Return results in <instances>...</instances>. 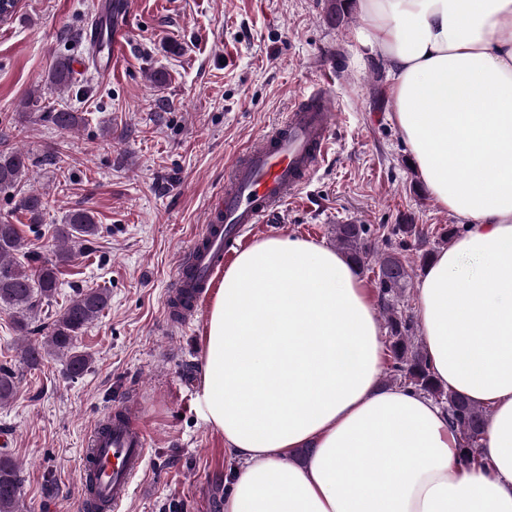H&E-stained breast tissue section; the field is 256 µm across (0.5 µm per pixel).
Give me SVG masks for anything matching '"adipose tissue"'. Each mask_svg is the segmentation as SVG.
Instances as JSON below:
<instances>
[{
    "instance_id": "obj_1",
    "label": "adipose tissue",
    "mask_w": 512,
    "mask_h": 512,
    "mask_svg": "<svg viewBox=\"0 0 512 512\" xmlns=\"http://www.w3.org/2000/svg\"><path fill=\"white\" fill-rule=\"evenodd\" d=\"M357 3L413 163L466 226L417 286L430 369L491 416L461 463L441 405L381 385L357 268L264 239L225 269L203 337L201 416L237 461L224 512H512V0Z\"/></svg>"
}]
</instances>
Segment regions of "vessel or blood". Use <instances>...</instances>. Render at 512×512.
Here are the masks:
<instances>
[{
	"label": "vessel or blood",
	"instance_id": "obj_1",
	"mask_svg": "<svg viewBox=\"0 0 512 512\" xmlns=\"http://www.w3.org/2000/svg\"><path fill=\"white\" fill-rule=\"evenodd\" d=\"M336 102L324 86L293 99L284 118L234 159L219 205L182 252L166 299V325L185 326L213 286L212 278L255 225L273 224L298 201L332 142ZM149 435L132 399L113 405L87 434L77 477L80 512L93 505L122 512L146 467Z\"/></svg>",
	"mask_w": 512,
	"mask_h": 512
}]
</instances>
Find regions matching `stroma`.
Listing matches in <instances>:
<instances>
[{"label": "stroma", "instance_id": "1", "mask_svg": "<svg viewBox=\"0 0 512 512\" xmlns=\"http://www.w3.org/2000/svg\"><path fill=\"white\" fill-rule=\"evenodd\" d=\"M130 2L124 53L112 69L91 59L102 0H19L0 24V138L28 153L26 186L49 196L37 231L3 193L0 220L45 254L70 210H91L99 226L88 249L60 265L57 292L31 325L53 321L76 291L106 288L111 296L77 338L91 357L77 379L54 356L35 369L23 364L24 341L0 310V366L17 380L14 399L0 406V434L21 469V512H76L82 441L127 394L137 398L150 442L125 512H224L230 454L196 404L211 304L186 329L166 327L163 306L226 168L295 94L325 84L337 104L334 146L302 200L254 240L292 235L331 246L343 222L388 234L398 224L431 232L456 221L410 164L391 119L387 68L364 55L353 10L338 21L336 0ZM62 55L73 70L63 93L46 83ZM156 71L167 82L153 83ZM34 95L43 111L82 113V127L18 125ZM49 153L56 164L45 163Z\"/></svg>", "mask_w": 512, "mask_h": 512}]
</instances>
